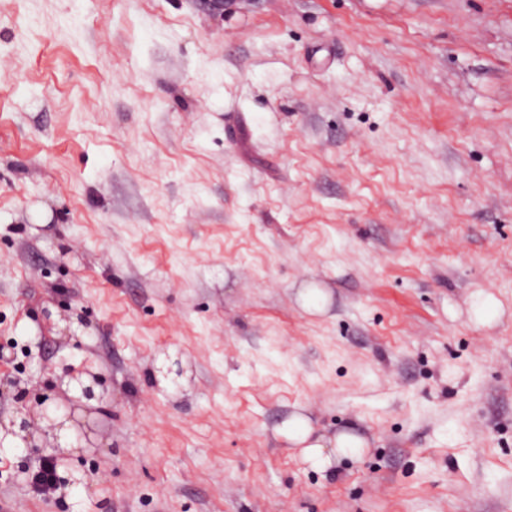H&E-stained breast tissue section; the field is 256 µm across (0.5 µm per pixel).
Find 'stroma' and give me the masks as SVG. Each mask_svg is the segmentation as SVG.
<instances>
[{
  "label": "stroma",
  "mask_w": 512,
  "mask_h": 512,
  "mask_svg": "<svg viewBox=\"0 0 512 512\" xmlns=\"http://www.w3.org/2000/svg\"><path fill=\"white\" fill-rule=\"evenodd\" d=\"M72 370L76 456L36 403ZM299 406L367 453L302 466ZM22 414L0 512H512V0H0ZM43 455L80 484L38 493ZM297 301L306 312L322 315L326 311L329 296L324 289L307 284L298 291ZM468 305L471 319L477 326H491L504 315L502 304L483 290L473 292Z\"/></svg>",
  "instance_id": "obj_1"
}]
</instances>
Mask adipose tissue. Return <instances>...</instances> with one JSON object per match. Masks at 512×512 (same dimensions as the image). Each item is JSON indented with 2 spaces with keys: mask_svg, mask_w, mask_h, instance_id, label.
<instances>
[{
  "mask_svg": "<svg viewBox=\"0 0 512 512\" xmlns=\"http://www.w3.org/2000/svg\"><path fill=\"white\" fill-rule=\"evenodd\" d=\"M294 450L295 457L317 472H330L342 459L361 456L369 443L354 430H339L328 435L318 431L311 420L296 412L278 428Z\"/></svg>",
  "mask_w": 512,
  "mask_h": 512,
  "instance_id": "adipose-tissue-1",
  "label": "adipose tissue"
}]
</instances>
